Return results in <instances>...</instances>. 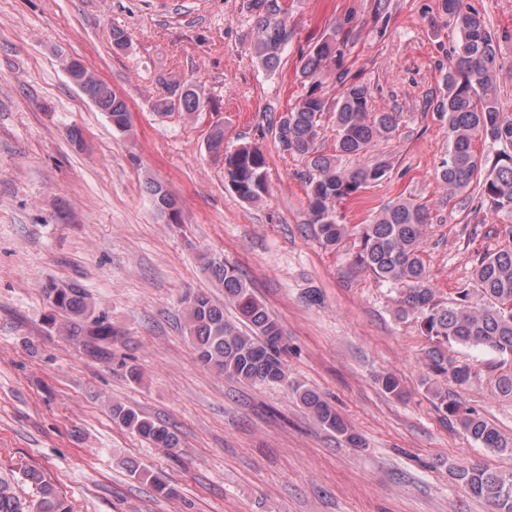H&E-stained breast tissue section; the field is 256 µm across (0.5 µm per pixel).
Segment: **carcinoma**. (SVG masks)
<instances>
[{"label":"carcinoma","instance_id":"obj_1","mask_svg":"<svg viewBox=\"0 0 512 512\" xmlns=\"http://www.w3.org/2000/svg\"><path fill=\"white\" fill-rule=\"evenodd\" d=\"M443 10L455 23L460 40L443 78V92L436 111L448 125V158L440 165L439 177L448 188V199L465 192L473 179L485 174L481 185L483 201L498 214L512 217V154L503 153L493 164L475 150V141L512 145V119L505 116L497 98V83L504 68L498 41L485 17L463 0H443ZM253 48L261 65L271 71L280 64L288 44V29L282 0H251ZM336 39L325 37L302 57L300 74L310 82L311 90L293 107L279 116L275 136L282 151L304 160L302 178L307 188L310 223L326 248L336 246L347 231L337 220L336 205L388 173L385 163L343 168L342 156H363L377 142L389 138L397 129L393 112L371 109L370 87L362 82L341 85L334 106L336 152L321 153L316 142L326 102L318 89L336 52ZM69 68L76 83L91 94L94 104L106 114L112 129L126 133L131 128L127 103L103 79L93 75L84 64L72 59ZM169 96L159 98L154 109L164 114L181 107L192 114L203 101L192 85L174 83ZM208 148L222 156L224 180L244 202H261L268 194L267 157L261 146L242 144L224 148V129L209 136ZM147 192L156 210L167 223H180L176 200L158 182H149ZM426 206L397 198L376 212L368 223L360 225L357 264L375 279L402 290L400 312L412 317L421 332L433 342L427 355V367L443 374L457 385H467L476 376L472 367L448 356V347L460 345L489 349L512 358V249L486 253L477 258L472 272L474 287L463 288L450 302L437 298L421 259L428 226ZM203 270L224 289V303L213 301L206 293H189L182 299L184 328L197 360L230 378L248 384L288 383V367L283 359L287 350L278 322L267 306L252 292L235 268L206 254L200 256ZM53 310L67 318L60 325L69 337L94 358H112V340L121 331L108 312L99 309L90 294L77 282H50L45 288ZM235 308L238 321L224 316V306ZM439 409L455 421L473 441L484 448L512 457V436L506 435L479 414L462 408L448 398V390L429 387ZM294 392L307 413L322 427L356 446L358 435L319 393L301 386ZM113 420L141 438L162 448L175 449L179 438L168 427L120 403L111 405ZM138 479H149L165 495L171 489L160 478L139 464L126 465ZM26 476L40 486L35 512H70L66 501L37 470ZM456 478L469 493L491 503L495 512H512V470H492L481 465L455 469ZM0 512H24L22 502L10 485L0 481Z\"/></svg>","mask_w":512,"mask_h":512}]
</instances>
